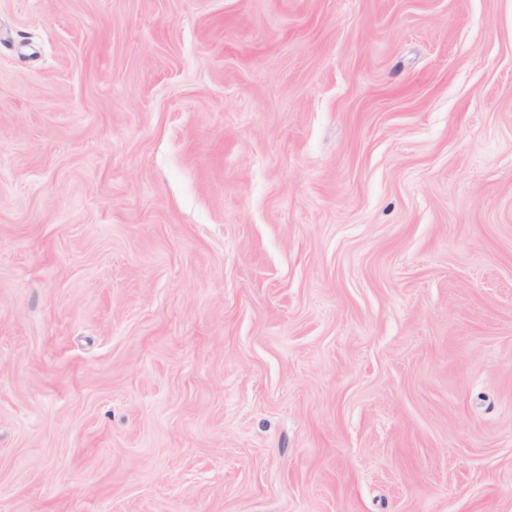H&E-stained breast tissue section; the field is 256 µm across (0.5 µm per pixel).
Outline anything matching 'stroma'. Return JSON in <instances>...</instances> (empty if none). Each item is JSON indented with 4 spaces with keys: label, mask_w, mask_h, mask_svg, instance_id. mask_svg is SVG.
Returning <instances> with one entry per match:
<instances>
[{
    "label": "stroma",
    "mask_w": 512,
    "mask_h": 512,
    "mask_svg": "<svg viewBox=\"0 0 512 512\" xmlns=\"http://www.w3.org/2000/svg\"><path fill=\"white\" fill-rule=\"evenodd\" d=\"M0 512H512V0H0Z\"/></svg>",
    "instance_id": "stroma-1"
}]
</instances>
